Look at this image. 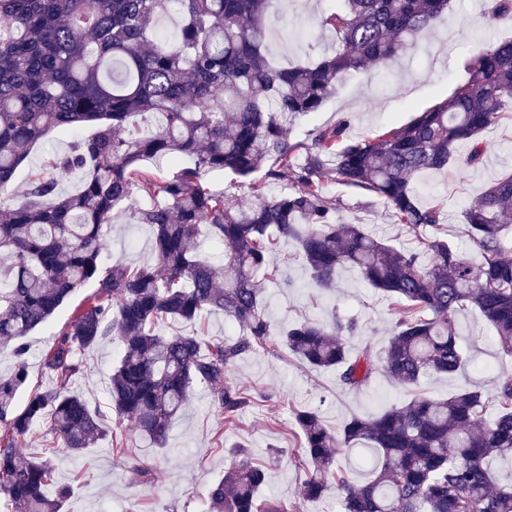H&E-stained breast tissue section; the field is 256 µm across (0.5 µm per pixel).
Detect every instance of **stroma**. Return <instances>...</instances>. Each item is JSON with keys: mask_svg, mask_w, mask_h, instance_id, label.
<instances>
[{"mask_svg": "<svg viewBox=\"0 0 512 512\" xmlns=\"http://www.w3.org/2000/svg\"><path fill=\"white\" fill-rule=\"evenodd\" d=\"M333 5V0H280L287 33L274 37L271 57L287 63L321 54L331 38L313 35L310 19ZM508 38H512V23L488 26L479 0H453L415 53L350 76L320 111L298 117L288 128V137L310 142L318 128L341 119L348 121V133L354 137H369L380 128L407 123L416 113L449 97L466 80L465 62L477 44ZM482 138L489 150L478 166L459 163L420 178L421 202L443 206L438 236L463 250L469 247L464 216L468 203L502 170L512 167V121L487 129ZM328 192L336 199L340 222L364 225L394 245L411 246L412 235L395 223L382 201L334 182L329 183ZM141 205L140 197H132L126 211L114 215L106 248L111 260L132 267L154 261L150 227L132 221V211ZM269 263L280 270L278 279L262 283L263 306L272 331L305 319L352 318L359 330L345 339L350 354L365 350L381 354L399 316L397 303L370 288L351 268L339 272L331 290L311 287L309 273L290 243L273 253ZM93 290L90 284L80 288L45 325L27 336L28 386L20 390L19 400H26L30 388L44 384L42 353ZM459 327L472 358L470 366L452 377L424 379L414 390L391 382L380 371L369 386L352 391L341 384L335 370L312 369L288 354L247 353L232 367L231 378L252 401L233 422L217 415L200 387L175 420L166 448H155L136 431L130 418L113 420L112 430L122 435L128 457L153 460L151 481L137 479L107 440L86 449L77 459L58 452L55 479L71 488L65 512H210L207 487L222 476L238 448L266 469L259 499L298 501L304 473L301 437L293 422L295 408L318 409L325 425L336 432L351 416L376 415L415 394L442 399L473 386L489 392L501 375L512 374V358L499 354L490 326L476 311H463ZM119 357L120 347L114 342L89 350L85 372L74 382V391L91 403L107 405L112 369Z\"/></svg>", "mask_w": 512, "mask_h": 512, "instance_id": "35a3bbf8", "label": "stroma"}]
</instances>
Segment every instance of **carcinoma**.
<instances>
[{"instance_id": "obj_1", "label": "carcinoma", "mask_w": 512, "mask_h": 512, "mask_svg": "<svg viewBox=\"0 0 512 512\" xmlns=\"http://www.w3.org/2000/svg\"><path fill=\"white\" fill-rule=\"evenodd\" d=\"M450 0H340L312 19L332 37L305 64L269 57L272 0H0V343L14 368L0 376V512H64L71 490L57 486L51 456L79 455L108 437L104 412L71 390L84 355L108 340L123 352L112 371L110 409L133 419L158 448L195 386L230 422L250 403L229 377L256 350L287 351L314 369H334L360 390L377 367L408 388L430 375L453 376L469 362L458 315L474 308L512 357V169L466 209L469 255L423 230L443 223L442 206L423 205L419 177L456 161L483 160L479 134L512 107V40L480 46L468 79L409 122L368 139L347 121L292 143L288 126L319 111L353 73L408 54ZM493 22L512 21V0H486ZM176 17L174 28L164 20ZM54 129L73 135L68 151L48 152L13 188L19 167ZM166 159L173 170L146 167ZM77 173V191L59 175ZM228 171L248 192L228 203L204 183ZM269 181H290L277 194ZM334 181L385 203L415 237L395 248L362 224L336 222ZM147 205L132 218L155 231L157 261L109 264L112 213L134 194ZM224 246V264L201 257L203 240ZM293 242L321 290L351 267L370 287L403 302L380 360L351 355L354 320L303 321L272 334L261 281L276 279L268 258ZM95 291L43 355L49 383L21 407L28 378L25 337L86 283ZM218 311L239 328L233 339L160 334ZM493 413L482 418L488 407ZM310 469L302 498L342 490V512H512V486H495L490 459L512 457V376L493 392L464 388L443 399L415 396L372 417L353 416L334 433L313 408L295 413ZM49 427L45 455L22 448L37 424ZM367 444L382 456L362 484L335 471L343 448ZM265 472L245 453L208 489L212 512H301L284 501L257 503Z\"/></svg>"}]
</instances>
